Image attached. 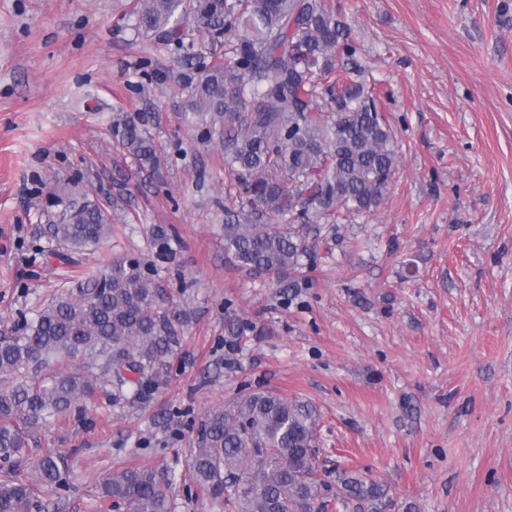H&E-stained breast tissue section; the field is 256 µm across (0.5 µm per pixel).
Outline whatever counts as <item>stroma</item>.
Instances as JSON below:
<instances>
[{
  "instance_id": "1",
  "label": "stroma",
  "mask_w": 512,
  "mask_h": 512,
  "mask_svg": "<svg viewBox=\"0 0 512 512\" xmlns=\"http://www.w3.org/2000/svg\"><path fill=\"white\" fill-rule=\"evenodd\" d=\"M135 0H0V334L117 260L164 288L181 344L149 395L94 400L29 431L69 466L58 512H130L107 474L171 477L173 512H224L190 468L206 414L257 390L312 404L326 480L385 484L389 512H512V0H340L398 165L372 213L320 237L309 284L280 288L224 255V148L183 123L198 80ZM149 116L161 157L112 137ZM118 198L112 232L60 261L57 183ZM246 330L230 337L229 318ZM145 126V119L136 122L133 117H117L112 123V136L140 168L148 167L152 171H157L160 167V158L153 138Z\"/></svg>"
}]
</instances>
